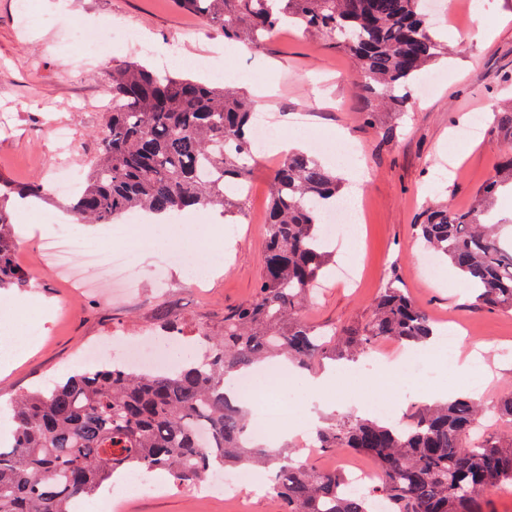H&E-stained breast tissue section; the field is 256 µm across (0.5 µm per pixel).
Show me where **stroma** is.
I'll return each mask as SVG.
<instances>
[{
    "label": "stroma",
    "instance_id": "stroma-1",
    "mask_svg": "<svg viewBox=\"0 0 512 512\" xmlns=\"http://www.w3.org/2000/svg\"><path fill=\"white\" fill-rule=\"evenodd\" d=\"M17 0H0V177L24 184L41 182L49 193L36 204L35 215L12 213L16 264L27 287L0 288V315L14 301L31 302L22 321L0 333V352L11 355L0 366V404L6 405L51 378L75 368H88L89 349L120 331L130 339L160 334L163 325L178 328L166 337L173 356L193 354L198 330L220 335L224 314L251 299L265 256V215L269 175L277 153L259 155L244 214L234 235L214 245L224 254V267L213 276L199 270L196 254L184 263L167 259L153 238L131 248L135 270L131 287L111 285L86 272L75 276L53 270L47 246L59 235H95L113 247L126 246L127 217L89 227L70 211L68 195L54 192L53 180L67 172L83 185L96 156L104 124L100 100L108 99L113 65L137 61L179 72L204 83L211 75L195 65L202 51L224 47V35L203 27L176 0H38L37 13L21 24ZM436 34L457 46L456 55L432 65L441 81L428 96H413L407 111L378 110L375 126L361 118L366 104L353 85L349 56L321 37L298 30L276 33L249 53L225 56V69L237 75L236 87L253 96L257 111L275 115L278 126L309 138V148L329 167L364 169L365 184L348 182L350 198L367 205L355 240L334 242L336 262L356 267V283L345 286L327 277L303 317L324 329L364 324L389 275H397L409 296L434 320L464 324L465 350L480 348L482 366L459 372L425 360L404 385L389 391L376 374L339 379L336 388L358 402L386 404L395 419H404L430 394L447 387L449 396L478 391L494 401L512 389V310L476 308L467 288H449L456 274L439 265L422 273L425 249L416 225L427 201L442 200L467 208L479 187L493 175L508 146L494 126L496 113L512 109V0H483L482 11L467 17L430 16ZM131 28L139 44L114 37L108 58L89 50L95 27ZM484 118L474 140L462 142L455 132L475 115ZM68 128L70 140L51 136L55 126ZM356 145L352 161L336 158V132ZM122 512H280L274 493L220 494L200 502L196 486L175 487L171 479L159 489L125 502Z\"/></svg>",
    "mask_w": 512,
    "mask_h": 512
}]
</instances>
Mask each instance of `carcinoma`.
<instances>
[{"label":"carcinoma","mask_w":512,"mask_h":512,"mask_svg":"<svg viewBox=\"0 0 512 512\" xmlns=\"http://www.w3.org/2000/svg\"><path fill=\"white\" fill-rule=\"evenodd\" d=\"M221 30L227 40L259 47L283 23L345 50L360 95L377 108L407 107V90L447 54L431 31L425 0H176ZM112 108L99 132L98 155L72 210L92 224L135 212L178 216L211 207L235 224L253 166L254 101L231 86L180 73L160 74L136 61L112 69ZM336 170L307 153H291L273 171L266 214L264 271L253 297L224 314L220 336L203 334L205 350L164 374L121 363L76 372L30 392L12 406L16 429L0 443V512H73L132 471L168 473L194 484L216 468L263 467L283 512H370L382 496L389 512H478L486 491L512 483V439L486 436L488 415L512 422V390L490 405L459 396L423 405L391 423L356 416L315 429L316 447L372 457L381 480L349 493L343 478L284 448L248 438L246 412L224 394L226 380L284 356L309 369L324 359L351 360L380 340L414 347L438 336L427 313L397 276L387 279L372 314L356 329L319 330L301 318L331 251L321 206L341 198ZM43 185L0 177V202L41 198ZM498 193L512 194V157L465 210L427 207L417 225L427 251L448 263L475 293V304L512 308V215L491 212ZM11 217L0 205V288L27 283L14 262Z\"/></svg>","instance_id":"1"}]
</instances>
